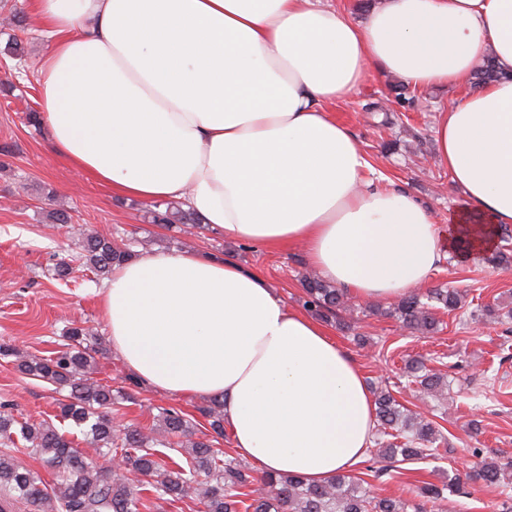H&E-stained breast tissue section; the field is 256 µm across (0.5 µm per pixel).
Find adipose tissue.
Listing matches in <instances>:
<instances>
[{
	"label": "adipose tissue",
	"mask_w": 512,
	"mask_h": 512,
	"mask_svg": "<svg viewBox=\"0 0 512 512\" xmlns=\"http://www.w3.org/2000/svg\"><path fill=\"white\" fill-rule=\"evenodd\" d=\"M51 151L113 196L170 200L224 237L296 245L360 299L426 285L460 228L494 249L512 225V0H34ZM490 59L501 79L476 84ZM458 89L437 153L463 203L447 226L382 188L330 115L370 70ZM112 349L142 381L222 401L235 451L322 484L365 458L374 404L353 358L268 280L195 251H143L100 294Z\"/></svg>",
	"instance_id": "adipose-tissue-1"
}]
</instances>
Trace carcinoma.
<instances>
[{
    "label": "carcinoma",
    "mask_w": 512,
    "mask_h": 512,
    "mask_svg": "<svg viewBox=\"0 0 512 512\" xmlns=\"http://www.w3.org/2000/svg\"><path fill=\"white\" fill-rule=\"evenodd\" d=\"M162 222L175 227H200L191 212L169 206ZM501 246L487 261L494 265L512 262V248L506 245L512 234L499 231ZM82 257L88 269L106 278L112 268L134 257L127 243H118L98 233L81 237ZM303 306L320 318L345 308L348 295L314 273L301 277ZM461 308V295L454 288L419 289L404 296L395 307L383 312L412 333L432 335L440 330L437 311ZM66 349L48 358H31L5 344L0 355L14 357L18 370L70 389L58 403L59 417L79 428L85 441L102 456L111 455L123 462L124 472H110L90 463L53 423L18 421L8 405L0 406V441L15 444L14 437L38 456L53 475L47 483L40 474L7 455H0V495L20 499L35 512H141L143 494L150 493L162 502L189 498L195 512H441L448 497L456 492L460 478H449L438 486L426 483L418 488L417 500L406 501L382 496L362 477L338 474L325 484L312 485L298 476L273 472L253 475L246 464L214 447L226 437L223 404L217 399L202 409L209 430L201 431L187 414L176 407L159 411L161 437L140 429L112 427L109 409L118 404L112 389L92 377L95 355L99 353L95 336L82 326L66 332ZM404 374L422 394L435 396L446 387L442 376L419 359L404 364ZM375 405V449L369 450L365 470L377 480L390 477L399 465L433 455L439 440L435 422L402 404L389 389L373 392ZM490 459L471 480L486 485L500 483L505 468Z\"/></svg>",
    "instance_id": "1"
}]
</instances>
